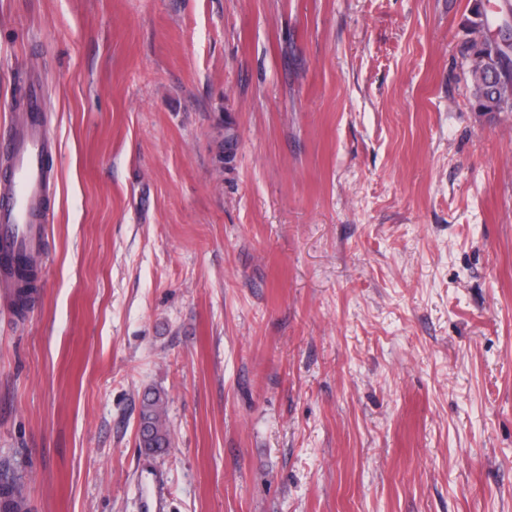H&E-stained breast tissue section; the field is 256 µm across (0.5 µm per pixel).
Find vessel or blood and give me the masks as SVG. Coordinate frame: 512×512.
<instances>
[{
  "label": "vessel or blood",
  "instance_id": "b4317fda",
  "mask_svg": "<svg viewBox=\"0 0 512 512\" xmlns=\"http://www.w3.org/2000/svg\"><path fill=\"white\" fill-rule=\"evenodd\" d=\"M47 95L42 83L25 90V129L22 135H0V257L27 254L38 240L39 227L47 223L43 207L49 191L46 154L49 133L42 119Z\"/></svg>",
  "mask_w": 512,
  "mask_h": 512
}]
</instances>
